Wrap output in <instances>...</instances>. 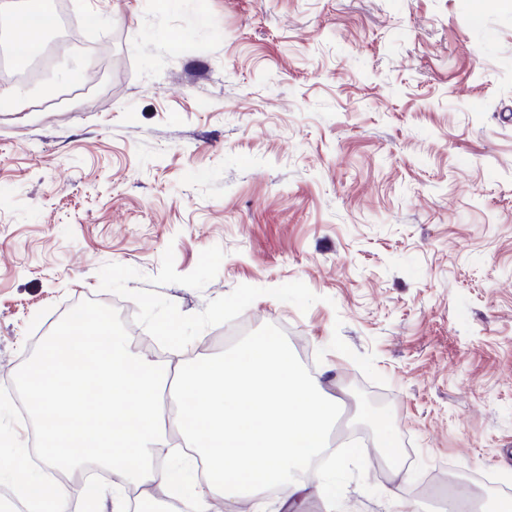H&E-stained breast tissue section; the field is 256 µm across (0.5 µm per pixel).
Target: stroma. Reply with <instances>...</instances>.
<instances>
[{"label":"stroma","instance_id":"1","mask_svg":"<svg viewBox=\"0 0 512 512\" xmlns=\"http://www.w3.org/2000/svg\"><path fill=\"white\" fill-rule=\"evenodd\" d=\"M60 8L0 107V454L55 480L13 378L96 298L149 358L279 326L364 447L377 493L344 512H437L452 462L512 487V0ZM69 68L85 107L35 111ZM375 401L409 466L363 431Z\"/></svg>","mask_w":512,"mask_h":512}]
</instances>
